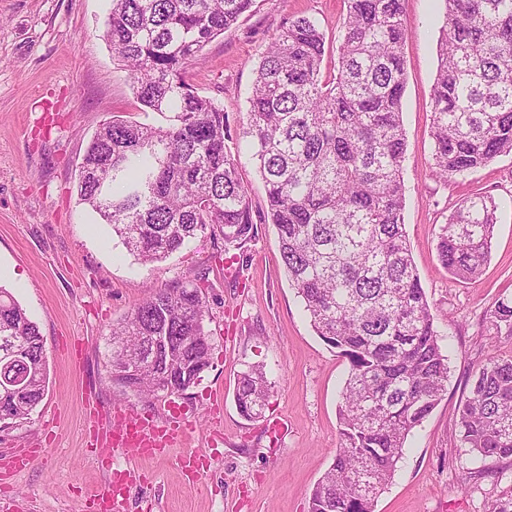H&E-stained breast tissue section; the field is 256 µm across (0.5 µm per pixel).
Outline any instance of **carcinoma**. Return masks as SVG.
Returning a JSON list of instances; mask_svg holds the SVG:
<instances>
[{"label": "carcinoma", "mask_w": 512, "mask_h": 512, "mask_svg": "<svg viewBox=\"0 0 512 512\" xmlns=\"http://www.w3.org/2000/svg\"><path fill=\"white\" fill-rule=\"evenodd\" d=\"M337 63L325 72V37L296 17L268 44L248 103L253 159L267 195L290 286L310 324L349 364L335 459L312 489L309 512H374L410 433L448 383L443 352L407 241L402 166L404 0H345ZM443 29L431 93L433 173L466 178L512 154V0H441ZM254 0H112L104 38L127 73L141 112L166 124L104 122L83 156L79 200L112 227L135 260L160 263L200 234L224 251L251 240L254 210L225 150L224 109L200 95L189 66ZM512 197L461 199L440 227L448 273L479 277L499 214ZM203 285L156 290L112 328L113 382L147 395L183 393L208 368ZM512 333V298L488 313ZM24 338L15 361L24 382L0 379V417L20 426L48 383L45 343L13 292L0 286V337ZM271 383L264 367L238 378L235 402L262 417ZM461 441L480 462L512 456V355L476 371L459 411Z\"/></svg>", "instance_id": "obj_1"}]
</instances>
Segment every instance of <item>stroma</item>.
<instances>
[{"label": "stroma", "mask_w": 512, "mask_h": 512, "mask_svg": "<svg viewBox=\"0 0 512 512\" xmlns=\"http://www.w3.org/2000/svg\"><path fill=\"white\" fill-rule=\"evenodd\" d=\"M110 0H0V285L36 322L46 346L49 385L21 426L0 430V460L42 447L0 487V512H81L88 490L113 469L134 468L125 512H308L309 496L339 445L341 390L348 364L314 332L285 273L275 227L256 222L248 263L229 271L221 238L205 235L166 261L134 260L110 225L79 202L78 167L94 132L112 116L142 120L130 82L103 38ZM408 37L402 119L407 138L404 222L414 262L448 353L440 403L409 435L404 456L375 512H490L512 501V457L484 464L461 448L459 408L476 368L512 355V335L486 313L512 296V209L494 229L482 276L454 280L436 253L439 228L468 195H512V155L467 179L432 175L431 90L443 24L439 0H405ZM344 0H256L252 12L209 43L189 76L224 110L225 147L256 209L265 189L244 130L255 71L288 19L314 17L333 66ZM205 281L212 359L183 394L144 397L111 382L113 325L175 281ZM265 367L272 384L262 418L236 408L239 374ZM180 409L186 435L159 460L92 447L117 409L165 418ZM221 442H212L213 431ZM208 454L199 477L178 466L188 451Z\"/></svg>", "instance_id": "obj_1"}]
</instances>
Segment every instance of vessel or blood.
Here are the masks:
<instances>
[{
  "instance_id": "obj_1",
  "label": "vessel or blood",
  "mask_w": 512,
  "mask_h": 512,
  "mask_svg": "<svg viewBox=\"0 0 512 512\" xmlns=\"http://www.w3.org/2000/svg\"><path fill=\"white\" fill-rule=\"evenodd\" d=\"M189 422L178 412H170L165 420L130 416L122 412L113 414V431L109 438L116 448L135 449L143 459L165 456L168 448L187 431ZM134 471H123L120 481L110 483L91 491L90 500L96 512H122Z\"/></svg>"
}]
</instances>
